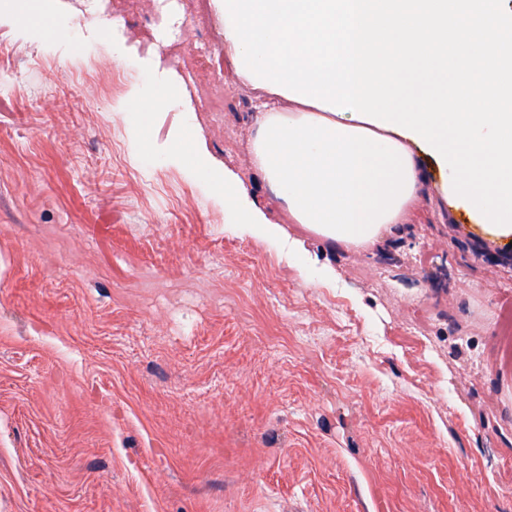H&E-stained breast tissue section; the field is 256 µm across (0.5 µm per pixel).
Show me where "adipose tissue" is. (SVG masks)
Listing matches in <instances>:
<instances>
[{"label":"adipose tissue","instance_id":"obj_1","mask_svg":"<svg viewBox=\"0 0 512 512\" xmlns=\"http://www.w3.org/2000/svg\"><path fill=\"white\" fill-rule=\"evenodd\" d=\"M43 18L19 0L0 5V27L17 39L47 46ZM261 110L247 144L252 168L280 200L289 223L348 248L382 242L405 223L418 201L423 171L413 138L254 89ZM133 154L159 152L188 169L203 168L201 184L243 235L278 239L279 224L249 193L238 174L212 166L203 148L174 127L162 141L136 130Z\"/></svg>","mask_w":512,"mask_h":512}]
</instances>
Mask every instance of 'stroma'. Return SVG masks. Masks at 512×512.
Masks as SVG:
<instances>
[{
	"label": "stroma",
	"mask_w": 512,
	"mask_h": 512,
	"mask_svg": "<svg viewBox=\"0 0 512 512\" xmlns=\"http://www.w3.org/2000/svg\"><path fill=\"white\" fill-rule=\"evenodd\" d=\"M153 15L61 0L40 49L0 28V512H512V245L485 237L431 160L417 209L354 250L284 224L242 236L184 167L133 156L113 105ZM224 54L219 16L182 31ZM186 133L282 214L246 144L236 77Z\"/></svg>",
	"instance_id": "obj_1"
}]
</instances>
